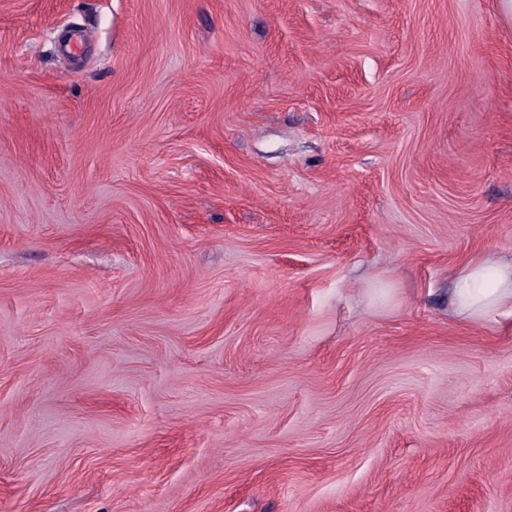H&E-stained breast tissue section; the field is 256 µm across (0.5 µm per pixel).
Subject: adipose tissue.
Instances as JSON below:
<instances>
[{"label":"adipose tissue","instance_id":"adipose-tissue-1","mask_svg":"<svg viewBox=\"0 0 512 512\" xmlns=\"http://www.w3.org/2000/svg\"><path fill=\"white\" fill-rule=\"evenodd\" d=\"M449 295L458 318L479 321L491 313L512 316V260L472 258L456 270Z\"/></svg>","mask_w":512,"mask_h":512}]
</instances>
